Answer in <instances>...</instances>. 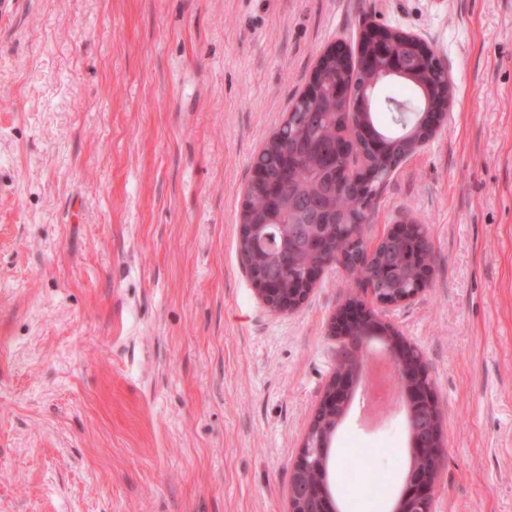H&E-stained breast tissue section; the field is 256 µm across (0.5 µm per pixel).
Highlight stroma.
<instances>
[{"label":"stroma","instance_id":"stroma-1","mask_svg":"<svg viewBox=\"0 0 512 512\" xmlns=\"http://www.w3.org/2000/svg\"><path fill=\"white\" fill-rule=\"evenodd\" d=\"M376 24L417 36L454 94L365 209L423 225L430 274L385 322L443 415L432 512H512V0H18L0 15V512H289L292 463L358 295L330 265L269 308L238 224L252 164L320 55ZM390 79L384 131L421 105ZM343 437L384 441L401 403Z\"/></svg>","mask_w":512,"mask_h":512}]
</instances>
